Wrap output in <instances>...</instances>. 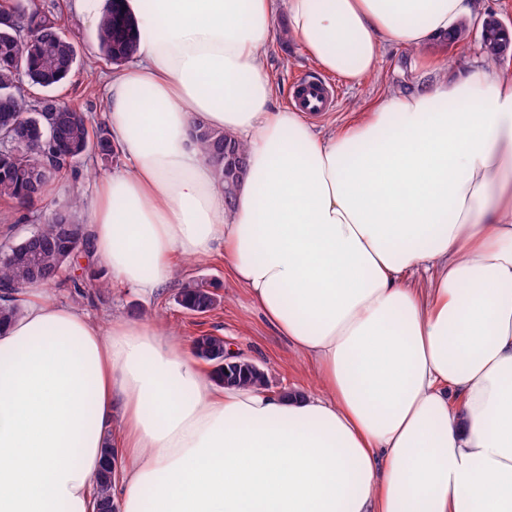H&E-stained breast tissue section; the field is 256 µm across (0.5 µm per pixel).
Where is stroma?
<instances>
[{
	"label": "stroma",
	"mask_w": 512,
	"mask_h": 512,
	"mask_svg": "<svg viewBox=\"0 0 512 512\" xmlns=\"http://www.w3.org/2000/svg\"><path fill=\"white\" fill-rule=\"evenodd\" d=\"M42 10L59 18L63 34L77 50V65L71 75L53 90L55 97L85 112L92 121L105 119V84L112 65L100 62L95 27L87 24L71 7V0H29ZM437 60L433 70L420 68L414 50L391 45L382 51L377 72L360 84L353 85L338 77L321 72L297 42L281 45L271 40L264 54V62L272 73L278 92L271 101L278 108L291 101L293 87L300 76L322 79L335 94L331 111L312 118L316 133L326 134L341 127L355 115H362L380 99L413 92L419 86L436 81L456 68L478 66L512 74V57L501 61L489 58L477 37L449 46L438 43L428 50ZM107 172L92 157H85L76 168L53 183L46 194V205L67 203L72 198H89ZM174 278L151 295L137 289L111 285L105 292L78 289L83 271L67 270L59 285L48 288V298L58 304L72 306L101 324L117 316L128 320L153 318L169 325L183 338L200 334L224 337L231 348L260 364L268 374L273 390L282 388L316 389L317 379L305 365L293 346L267 321L255 306L245 289L232 278L224 258L223 243H216L209 259L198 262L184 257L175 259ZM207 282L218 285L220 304L206 316L187 313L177 303L180 289L189 282Z\"/></svg>",
	"instance_id": "stroma-1"
}]
</instances>
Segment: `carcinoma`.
Here are the masks:
<instances>
[{"mask_svg":"<svg viewBox=\"0 0 512 512\" xmlns=\"http://www.w3.org/2000/svg\"><path fill=\"white\" fill-rule=\"evenodd\" d=\"M0 13L24 20L22 28L0 27V137H8L12 125L26 117L38 120L41 133L25 144L0 149V199L12 201L20 216L18 221L36 226L43 246L37 255L25 252L28 237L19 242L0 243V287L20 289L33 282L45 286L59 283L67 267L79 264L90 248V237L78 215L79 202L46 210L37 208L47 188L75 167L82 157L92 155L102 166L119 161L120 152L108 129L90 125L85 113L57 99L44 97L27 100L16 92L19 74L42 88L60 84L72 72L69 61L76 49L60 31L55 19L24 0H7ZM100 58L115 67L133 57L138 48L136 24L123 14L118 0H106L102 20L97 28ZM197 140L211 162L216 178L224 184L227 204H234L235 188L246 166V150L222 130L200 128ZM215 285L193 282L177 297L178 304L189 311L206 313L219 302ZM20 307L15 298L0 300V325L18 317ZM195 356L208 364L224 359V338L200 335L192 339ZM226 384L230 386H268V377L248 365L237 366ZM104 466L98 481V512H115L112 502V455L114 448L103 449Z\"/></svg>","mask_w":512,"mask_h":512,"instance_id":"1","label":"carcinoma"}]
</instances>
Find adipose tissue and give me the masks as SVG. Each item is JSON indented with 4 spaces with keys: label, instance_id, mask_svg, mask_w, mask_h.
Wrapping results in <instances>:
<instances>
[{
    "label": "adipose tissue",
    "instance_id": "1",
    "mask_svg": "<svg viewBox=\"0 0 512 512\" xmlns=\"http://www.w3.org/2000/svg\"><path fill=\"white\" fill-rule=\"evenodd\" d=\"M138 60L105 111L123 171L84 206L112 281L154 293L223 242L235 282L318 379L218 384L153 320L103 326L19 294L0 327V512H512V76L391 96L326 136L271 109L275 0H123ZM474 0H287L351 84L440 41ZM247 163L234 204L194 131ZM104 453V466L100 471L98 481V495H97V512H115L114 504L112 502V484L114 481V472L112 471V455L114 456L115 450L111 446L103 449Z\"/></svg>",
    "mask_w": 512,
    "mask_h": 512
}]
</instances>
